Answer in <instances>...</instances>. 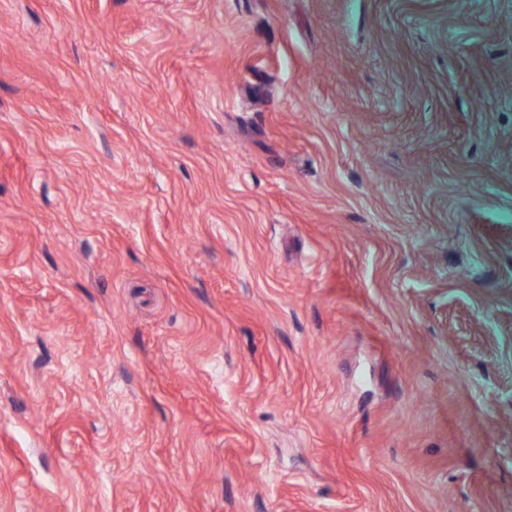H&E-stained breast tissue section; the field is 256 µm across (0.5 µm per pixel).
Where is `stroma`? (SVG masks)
<instances>
[{
	"mask_svg": "<svg viewBox=\"0 0 512 512\" xmlns=\"http://www.w3.org/2000/svg\"><path fill=\"white\" fill-rule=\"evenodd\" d=\"M0 512H512V0H0Z\"/></svg>",
	"mask_w": 512,
	"mask_h": 512,
	"instance_id": "35a3bbf8",
	"label": "stroma"
}]
</instances>
